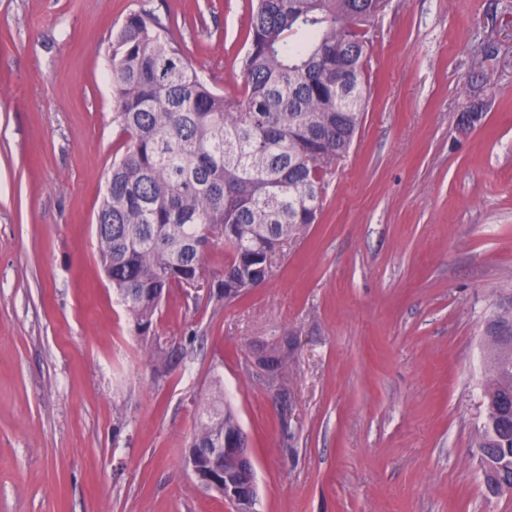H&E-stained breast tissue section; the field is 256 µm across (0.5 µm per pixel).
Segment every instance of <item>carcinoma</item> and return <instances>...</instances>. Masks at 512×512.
<instances>
[{"mask_svg":"<svg viewBox=\"0 0 512 512\" xmlns=\"http://www.w3.org/2000/svg\"><path fill=\"white\" fill-rule=\"evenodd\" d=\"M371 0H255L238 95L199 75L170 26L129 14L112 43L115 117L127 137L96 224L104 276L134 333L152 327L166 292L203 294L221 310L261 285L288 243L316 223L329 177L361 128ZM222 245L210 278L203 244ZM483 418L474 452L512 485V311L488 330ZM231 404H201L188 446L240 435Z\"/></svg>","mask_w":512,"mask_h":512,"instance_id":"carcinoma-1","label":"carcinoma"}]
</instances>
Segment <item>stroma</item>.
I'll return each mask as SVG.
<instances>
[{"instance_id": "35a3bbf8", "label": "stroma", "mask_w": 512, "mask_h": 512, "mask_svg": "<svg viewBox=\"0 0 512 512\" xmlns=\"http://www.w3.org/2000/svg\"><path fill=\"white\" fill-rule=\"evenodd\" d=\"M141 9L238 93L249 0H0V512H232L184 463L217 386L258 512H512L471 455L512 310V0H386L318 223L223 310L172 288L159 353L95 234L125 142L112 40ZM283 335L286 409L248 347Z\"/></svg>"}]
</instances>
